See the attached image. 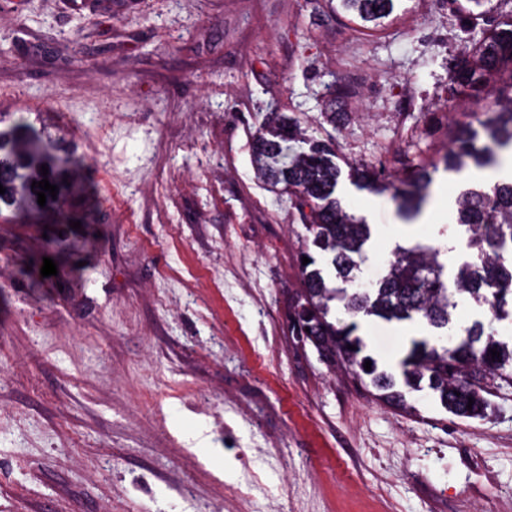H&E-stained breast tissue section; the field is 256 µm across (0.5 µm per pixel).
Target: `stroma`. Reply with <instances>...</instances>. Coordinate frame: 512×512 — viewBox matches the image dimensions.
<instances>
[{
    "label": "stroma",
    "mask_w": 512,
    "mask_h": 512,
    "mask_svg": "<svg viewBox=\"0 0 512 512\" xmlns=\"http://www.w3.org/2000/svg\"><path fill=\"white\" fill-rule=\"evenodd\" d=\"M324 8L0 0V512H512V398L399 409L289 333L304 229L253 136L284 112L400 182L397 153L447 146L449 78L485 36L448 0L378 31ZM336 194L397 233L389 195ZM361 332L382 365L407 342Z\"/></svg>",
    "instance_id": "stroma-1"
}]
</instances>
